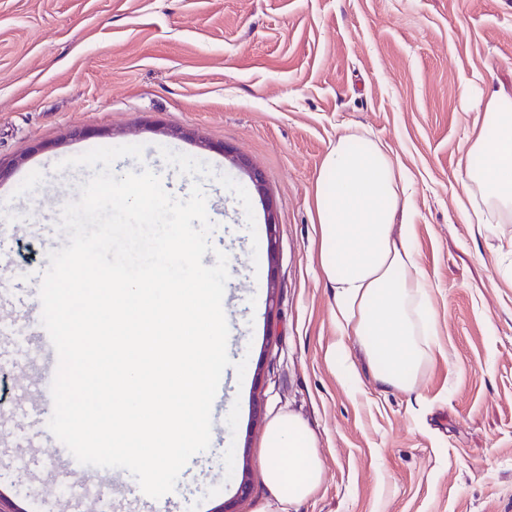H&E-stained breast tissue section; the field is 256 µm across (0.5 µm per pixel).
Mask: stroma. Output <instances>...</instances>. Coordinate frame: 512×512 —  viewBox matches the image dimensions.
Returning a JSON list of instances; mask_svg holds the SVG:
<instances>
[{
  "instance_id": "obj_1",
  "label": "stroma",
  "mask_w": 512,
  "mask_h": 512,
  "mask_svg": "<svg viewBox=\"0 0 512 512\" xmlns=\"http://www.w3.org/2000/svg\"><path fill=\"white\" fill-rule=\"evenodd\" d=\"M512 92V0H0V256L25 264L39 292L57 224L92 172L66 159L140 144L167 192L193 180L161 148L209 164L202 182L212 245L235 277L225 287L230 354L211 443L150 505L118 470L115 512H259L270 421L294 414L318 438L323 486L289 512H512V223H465L458 164L475 119L460 92ZM383 142L405 175L415 244L429 285L436 347L413 392L381 387L357 342L346 386L327 359L333 298L319 279L311 198L321 161L347 128ZM263 174L279 224L274 294L253 288L247 259L264 235L218 181L247 177L225 148ZM46 363L33 335L7 340L0 377V512H72L50 449L39 471L19 453L35 431ZM248 480V495L238 492Z\"/></svg>"
}]
</instances>
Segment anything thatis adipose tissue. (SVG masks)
<instances>
[{
  "label": "adipose tissue",
  "instance_id": "adipose-tissue-1",
  "mask_svg": "<svg viewBox=\"0 0 512 512\" xmlns=\"http://www.w3.org/2000/svg\"><path fill=\"white\" fill-rule=\"evenodd\" d=\"M477 119L466 139L458 174L468 224L512 223V95L490 86L460 96ZM402 169L383 145L353 128L324 156L312 198L315 259L333 294L335 336L328 348L349 387L347 363L356 339L374 379L397 391L414 390L435 347L427 282L413 245L415 226L398 222ZM324 467L306 422L288 414L270 422L263 481L281 506L298 505L320 489Z\"/></svg>",
  "mask_w": 512,
  "mask_h": 512
}]
</instances>
